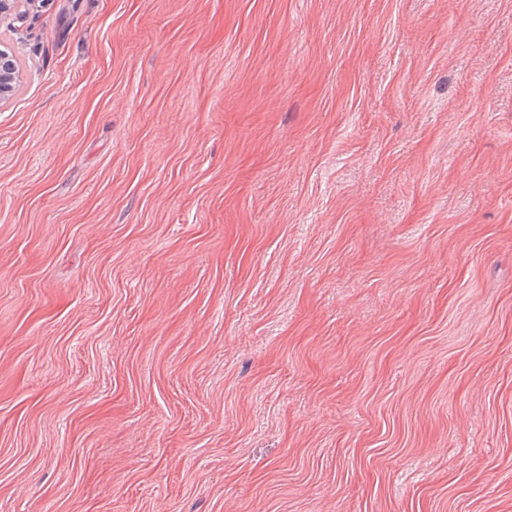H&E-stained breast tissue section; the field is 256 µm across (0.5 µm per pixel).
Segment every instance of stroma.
Wrapping results in <instances>:
<instances>
[{"label":"stroma","instance_id":"35a3bbf8","mask_svg":"<svg viewBox=\"0 0 512 512\" xmlns=\"http://www.w3.org/2000/svg\"><path fill=\"white\" fill-rule=\"evenodd\" d=\"M4 47L0 512H512V0Z\"/></svg>","mask_w":512,"mask_h":512}]
</instances>
